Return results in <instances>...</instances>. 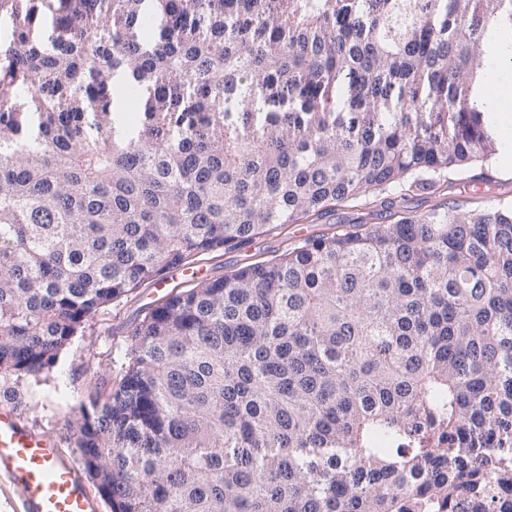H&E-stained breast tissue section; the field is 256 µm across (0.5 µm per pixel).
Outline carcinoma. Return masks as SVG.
<instances>
[{
	"label": "carcinoma",
	"mask_w": 512,
	"mask_h": 512,
	"mask_svg": "<svg viewBox=\"0 0 512 512\" xmlns=\"http://www.w3.org/2000/svg\"><path fill=\"white\" fill-rule=\"evenodd\" d=\"M0 375L207 252L495 151L512 0H0ZM126 80L143 128L111 131ZM96 135L91 137L88 130ZM75 445L111 512H457L512 489V206L168 297Z\"/></svg>",
	"instance_id": "obj_1"
}]
</instances>
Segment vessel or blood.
I'll list each match as a JSON object with an SVG mask.
<instances>
[{"mask_svg": "<svg viewBox=\"0 0 512 512\" xmlns=\"http://www.w3.org/2000/svg\"><path fill=\"white\" fill-rule=\"evenodd\" d=\"M0 475L21 491L24 512H97L74 458L46 433L20 425L0 406Z\"/></svg>", "mask_w": 512, "mask_h": 512, "instance_id": "1", "label": "vessel or blood"}]
</instances>
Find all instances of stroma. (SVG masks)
I'll use <instances>...</instances> for the list:
<instances>
[{"instance_id":"1","label":"stroma","mask_w":512,"mask_h":512,"mask_svg":"<svg viewBox=\"0 0 512 512\" xmlns=\"http://www.w3.org/2000/svg\"><path fill=\"white\" fill-rule=\"evenodd\" d=\"M490 201L512 204V147L497 145L492 156L474 162L464 173L445 174L434 192L415 191L405 184L383 193L369 191L337 204L322 217L281 225L236 249L194 257L191 266L169 269L161 281L142 284L91 315L48 369L36 375L0 376V403L14 406L27 427L54 436L67 454L79 456L75 430L82 408L117 387L132 329L171 294L273 260L315 236L414 218L437 205L478 209Z\"/></svg>"}]
</instances>
